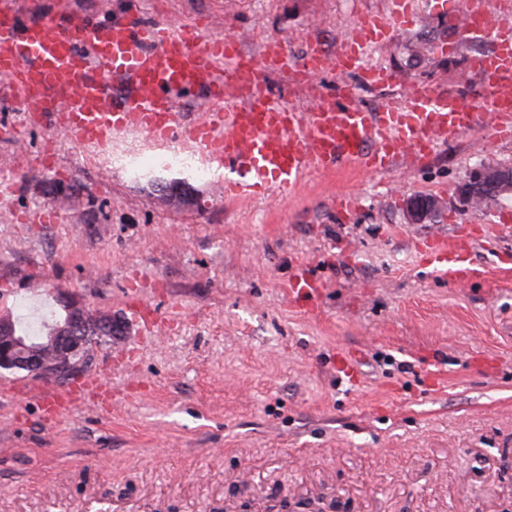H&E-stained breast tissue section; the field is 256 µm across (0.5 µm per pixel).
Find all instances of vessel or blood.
Instances as JSON below:
<instances>
[{"mask_svg": "<svg viewBox=\"0 0 512 512\" xmlns=\"http://www.w3.org/2000/svg\"><path fill=\"white\" fill-rule=\"evenodd\" d=\"M448 14L466 34L493 43L490 54L469 62L486 81L470 92L485 102V112L430 83L398 94L401 76L372 64L373 52L414 25L413 0H390L387 13L362 16L343 32L336 55L312 41L300 59L277 39L251 54L235 36L213 35L197 20L130 14L96 21L51 13L26 21L16 0H0V104L22 96L29 122L54 124L93 148H106L123 131L188 142L228 171L217 195L285 200L313 173L355 167L386 172L406 160L423 161L481 121L512 138V21L493 0H449ZM273 71L307 89L314 110L288 103L268 81ZM363 86L388 92L383 111L357 104ZM180 92L203 95L199 120H183ZM471 241L462 231L431 237L424 261L448 283L473 279L478 271ZM287 288L310 307L323 285L300 269ZM26 390L39 395L48 421L58 419L63 396L35 384Z\"/></svg>", "mask_w": 512, "mask_h": 512, "instance_id": "vessel-or-blood-1", "label": "vessel or blood"}]
</instances>
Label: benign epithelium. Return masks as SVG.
I'll return each instance as SVG.
<instances>
[{"instance_id": "obj_1", "label": "benign epithelium", "mask_w": 512, "mask_h": 512, "mask_svg": "<svg viewBox=\"0 0 512 512\" xmlns=\"http://www.w3.org/2000/svg\"><path fill=\"white\" fill-rule=\"evenodd\" d=\"M461 208L465 211L485 207L486 197L462 190L457 193ZM443 209L437 198L412 197L406 202V214L410 223L423 224L432 221ZM58 302L64 307L65 317L49 326L48 335L41 344H32L16 333L10 316L0 315V369L25 370L28 375L46 381H59L75 366V359L86 347L84 327L94 320L103 332L112 327V316H105L91 309L82 299L61 296Z\"/></svg>"}]
</instances>
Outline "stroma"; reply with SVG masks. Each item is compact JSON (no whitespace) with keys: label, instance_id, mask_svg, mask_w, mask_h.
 Masks as SVG:
<instances>
[{"label":"stroma","instance_id":"obj_1","mask_svg":"<svg viewBox=\"0 0 512 512\" xmlns=\"http://www.w3.org/2000/svg\"><path fill=\"white\" fill-rule=\"evenodd\" d=\"M415 0V26L373 63L407 83L463 90L474 48ZM28 18L162 15L214 21L259 52L341 33L388 0H23ZM0 108V314L35 331L59 295L112 313L95 347L102 387L49 424L0 372V512H512V197L461 210L477 165L512 167L484 127L409 172L310 175L285 203L228 202L212 177L155 164L132 175L111 150ZM355 213L339 219V195ZM436 196V221L405 203ZM472 230L479 279L451 286L418 246ZM324 285L314 312L284 285L298 265ZM47 282L31 291L36 272ZM149 305L183 323L137 335ZM347 365L351 376L339 373Z\"/></svg>","mask_w":512,"mask_h":512}]
</instances>
